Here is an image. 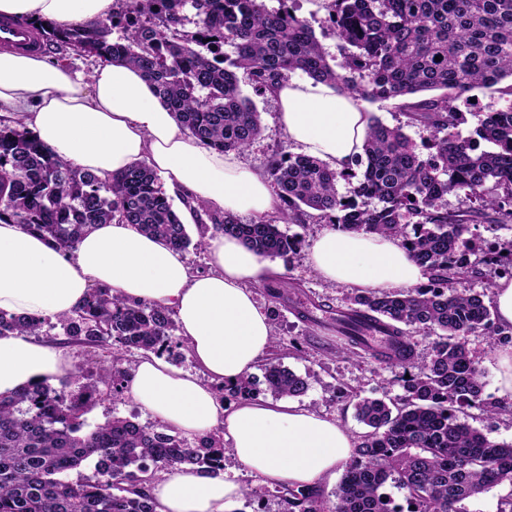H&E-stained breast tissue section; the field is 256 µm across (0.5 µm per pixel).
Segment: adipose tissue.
<instances>
[{"instance_id":"1","label":"adipose tissue","mask_w":512,"mask_h":512,"mask_svg":"<svg viewBox=\"0 0 512 512\" xmlns=\"http://www.w3.org/2000/svg\"><path fill=\"white\" fill-rule=\"evenodd\" d=\"M115 0H0V15L43 20L60 30L86 29L111 14ZM272 95L279 122L303 154L344 170L363 146L368 118L338 86L283 81ZM10 111L52 152L108 180L139 161L168 189L220 212L255 217L277 206L268 180L237 154L221 153L184 134L138 68L116 61L83 79L41 55L0 51V110ZM209 271L198 272L166 240L129 224H98L76 249L0 222V310L55 318L104 285L128 301L158 303L175 313L198 373L146 354L133 365L127 395L146 413L193 440L220 430L236 459L267 486L317 487L351 460L356 440L336 419L296 401L256 398L228 407L212 383H237L268 352L272 326L253 286L276 271L237 237L208 238ZM308 259L329 282L359 290L409 289L424 269L398 238L325 228ZM70 369L64 349L0 336V394ZM156 512H225L243 495L224 473L185 465L154 479Z\"/></svg>"}]
</instances>
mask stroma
<instances>
[{
  "label": "stroma",
  "mask_w": 512,
  "mask_h": 512,
  "mask_svg": "<svg viewBox=\"0 0 512 512\" xmlns=\"http://www.w3.org/2000/svg\"><path fill=\"white\" fill-rule=\"evenodd\" d=\"M240 85L245 94L251 95L261 114L264 132L262 138L241 155L242 161L256 172H263L266 157L273 152L293 153L286 133L278 121L277 104L272 95L254 93L248 76H241ZM363 112L378 117L388 126L402 127L404 133L416 144L421 157H428L429 133L418 124L409 123L399 112L395 101L361 102ZM281 277L290 281L297 289L298 298L313 297L324 304L325 310L319 313L318 324L305 322L297 315L293 303L274 305L263 288H255V298L265 310H277L273 320L274 331L286 341L297 342V349L289 350L283 360L284 366L298 375L306 377L308 391L299 396L301 405L328 415L341 422L352 435H361L365 427L355 417L347 391L360 392L362 396L380 398L396 396L402 389L399 378L401 369H390L369 358H360L339 350V340L331 328L329 320L336 310L349 305L356 291L353 288L328 283L323 280L308 261L307 254H299L291 259H280ZM40 342L63 347L70 362L71 371L64 388L66 396L78 395L83 386L96 380L90 363L96 357V349L65 340L59 330L44 332ZM224 471L238 482L244 494L231 506L229 512H282L281 501L275 488L262 484L259 477L250 472L233 455L224 453Z\"/></svg>",
  "instance_id": "35a3bbf8"
}]
</instances>
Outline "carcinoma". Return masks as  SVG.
<instances>
[{
    "mask_svg": "<svg viewBox=\"0 0 512 512\" xmlns=\"http://www.w3.org/2000/svg\"><path fill=\"white\" fill-rule=\"evenodd\" d=\"M116 0L112 15L89 29L60 31L31 21L44 42L72 47L102 64L126 61L152 83L182 130L217 151L244 152L260 138V112L242 92L238 72L261 92L301 71L340 86L352 97L399 101L409 122L430 132L421 158L402 127L369 117L360 173H338L305 155L273 153L264 171L279 207L243 222L190 197L183 205L196 218L200 238L163 191L158 174L141 161L106 182L53 154L23 125L0 126V221L20 224L63 252L73 251L96 224H132L184 251L205 248V235L230 234L265 257H293L299 234L284 224L316 218L345 231L397 237L426 271L428 283L407 290H362L336 311L344 348L388 367H400L402 394L394 398L349 394L356 418L367 427L325 506L317 488L282 487L283 512H398L394 486L413 512H467L464 502L503 484L512 487V444L490 441L460 418L476 407L488 416L508 410L485 394L482 373L462 337L482 333L492 347L512 344L485 304L486 290L453 288L477 277L461 250L472 224L512 223V0H329L328 20L351 50L338 66L294 0ZM194 28L189 29L187 25ZM122 35L111 38L112 30ZM233 47V55L224 46ZM497 88L507 105L479 119L471 135L456 101L475 88ZM438 90L418 101L407 97ZM340 178H354L350 196L338 194ZM450 194L466 207L449 210ZM496 277L512 279V241L486 253ZM276 301L292 286L264 284ZM60 328L70 341L99 348L98 384L66 398L47 382L0 395V512H155L149 480L181 465L224 469L219 431L190 442L173 428L142 425L114 416L84 430L83 416L104 394L125 399L134 357L172 355L186 348L174 336L173 311L156 303H130L105 286L90 289L71 315L54 320L0 310V335L38 336ZM433 338L430 360L417 361L416 337ZM279 338L264 367L265 391L303 395L308 381L284 367ZM254 398L253 377L219 394ZM98 458L94 478L65 475Z\"/></svg>",
    "mask_w": 512,
    "mask_h": 512,
    "instance_id": "carcinoma-1",
    "label": "carcinoma"
}]
</instances>
